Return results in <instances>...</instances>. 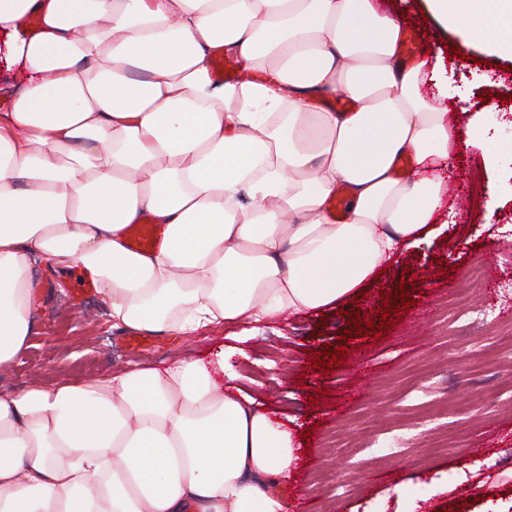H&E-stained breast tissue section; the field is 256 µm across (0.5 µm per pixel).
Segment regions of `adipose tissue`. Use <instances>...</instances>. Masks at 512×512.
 Masks as SVG:
<instances>
[{
    "label": "adipose tissue",
    "mask_w": 512,
    "mask_h": 512,
    "mask_svg": "<svg viewBox=\"0 0 512 512\" xmlns=\"http://www.w3.org/2000/svg\"><path fill=\"white\" fill-rule=\"evenodd\" d=\"M385 0H0V370L37 270H78L114 326H243L216 364L0 393V512H289L301 436L230 360L249 326L320 312L416 244L460 152ZM512 56V0H428ZM255 79L215 80L216 53ZM353 105L327 109L329 96ZM346 190L335 215L327 202ZM167 241L142 256L125 229ZM126 241L131 251L148 255L167 241L166 226L163 224H136L126 228Z\"/></svg>",
    "instance_id": "1"
}]
</instances>
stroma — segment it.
<instances>
[{
    "mask_svg": "<svg viewBox=\"0 0 512 512\" xmlns=\"http://www.w3.org/2000/svg\"><path fill=\"white\" fill-rule=\"evenodd\" d=\"M426 0H387L403 15L421 55L436 67L432 95L456 117L461 139L477 122L493 138L484 160L467 148L454 160L450 191L433 232L406 250L359 301L293 319L259 323L236 369L242 387L279 416L309 432L298 477L288 490L290 512H374L393 473L400 508L412 512L434 480L447 478L441 512H512V259L500 257L502 227L512 225V59L491 42L466 40L425 19ZM461 57H454V50ZM480 265L483 277L468 270ZM411 269L406 293L416 305L397 314L388 332L357 335L343 367L323 373L315 353L337 347L354 311L375 316L382 291L396 289ZM69 274L41 272L37 318L27 346L0 371V391L31 382L79 383L136 365L161 367L184 358L213 360L232 327L203 329L190 338L163 336L149 351L129 350L127 329L113 327L98 294L75 302ZM470 319L469 335L458 322Z\"/></svg>",
    "mask_w": 512,
    "mask_h": 512,
    "instance_id": "1",
    "label": "stroma"
}]
</instances>
